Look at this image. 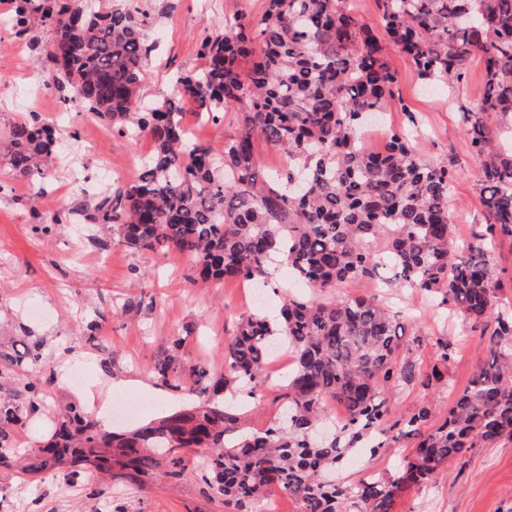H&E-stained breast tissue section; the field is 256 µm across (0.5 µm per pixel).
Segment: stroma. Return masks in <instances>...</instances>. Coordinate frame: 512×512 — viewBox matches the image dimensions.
I'll return each mask as SVG.
<instances>
[{
    "label": "stroma",
    "instance_id": "stroma-1",
    "mask_svg": "<svg viewBox=\"0 0 512 512\" xmlns=\"http://www.w3.org/2000/svg\"><path fill=\"white\" fill-rule=\"evenodd\" d=\"M140 5L153 18L148 35L157 49L145 67L138 94L156 102L170 94L178 76L203 66L199 49L205 31L220 30L225 20L240 13L259 18L266 2L141 0ZM387 55L398 73L395 93L400 103L388 110L365 145L382 149L390 130L418 125L414 149L423 160L453 170L455 180L448 195L451 222L463 240H471L483 227L476 189L479 168L457 109L462 103L479 105L482 70L472 67L464 86L428 88L406 58L392 49ZM35 57L32 51L0 54V138L12 124L35 112L42 122L55 125L60 142L87 136L95 148L77 158L73 171L52 159L47 190L38 197L31 184L0 159V334H27L42 342L43 369L53 377L48 398L52 407L79 402L106 428L128 429L158 417L175 401L152 374L172 337H184L182 355L188 363L220 372L224 342L253 306L243 285L188 283L190 264L181 254L133 252L119 244L115 230L84 222L81 205L136 179V168L151 152L152 142L145 136L120 135L79 106L60 115L59 94L52 88L38 102H22L19 83L42 74ZM32 196L43 214L64 217L50 233L34 228L28 204ZM379 294L401 311V353L420 370L434 363L437 339L447 338L454 351L446 389L425 394L415 386L401 385L390 392L394 416L428 401L437 406L434 424H441L451 393L462 390L481 364L483 341L440 297L403 288H383ZM129 300L141 304L132 315L122 311ZM75 365L83 374L78 385L70 379ZM283 384V370L271 371L269 380L248 399L247 429H264L276 418ZM129 397L143 403L133 418L122 417L115 408ZM411 452L409 443L401 442L367 453L337 476L353 483L368 472L389 475ZM120 495L128 512H225L220 501L202 494L192 474L173 487L149 481L135 490L121 489ZM0 501L8 512H100L102 508L99 500L87 498L85 491L60 479L28 483L5 472H0ZM394 512H512V441L472 449L449 463L434 482L399 499Z\"/></svg>",
    "mask_w": 512,
    "mask_h": 512
}]
</instances>
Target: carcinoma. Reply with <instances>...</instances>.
Wrapping results in <instances>:
<instances>
[{"label": "carcinoma", "instance_id": "carcinoma-1", "mask_svg": "<svg viewBox=\"0 0 512 512\" xmlns=\"http://www.w3.org/2000/svg\"><path fill=\"white\" fill-rule=\"evenodd\" d=\"M355 4L267 0L260 18L240 14L205 36L204 67L147 105L137 91L156 43L137 0L108 8L94 0H15L8 28L43 48L39 59L60 98L153 144L137 179L83 208L85 220L116 226L119 244L130 249L186 256L191 283L239 280L271 289L279 302L274 317H242L216 377L201 364L185 367L183 337L172 339L154 377L180 394L189 371L198 403L118 432L71 402L54 412L52 435L35 448L21 446L19 434L50 411L49 381L13 377L38 367L41 343L0 341V471L31 481L52 470L67 484H84L91 498L111 499L110 512H125L112 489L157 473L177 485L192 472L193 454L203 463V494L227 512H259L272 486L302 512H393L452 460L512 438V311L495 310L503 282L491 257L497 241H512V148L495 146L512 140V0H382L385 31L425 84L460 85L473 63L482 68L480 107L459 106V118L480 167L484 231L462 246L448 213L455 174L421 160L398 130L382 151L365 149L359 137L382 122L397 73ZM39 29L49 33L44 44ZM188 105L214 124L235 107L237 132L220 148L195 140L183 125ZM258 140L287 155L288 167L273 173L260 165ZM56 145V129L34 116L11 127L0 154L37 183L39 195ZM274 265L310 292L279 294ZM369 281L439 294L487 336L482 363L436 428L428 427L427 405L390 421L389 389L448 386V340L437 341V363L422 372L400 353L399 315L378 295L323 298ZM277 342L293 354L283 412L265 430L246 432L224 399L253 395L267 382ZM328 397L344 406L345 419L327 420ZM389 440L415 446L396 475L355 483L332 476L353 449Z\"/></svg>", "mask_w": 512, "mask_h": 512}]
</instances>
